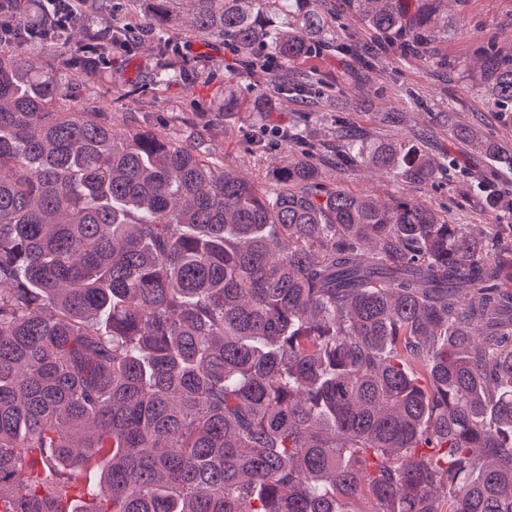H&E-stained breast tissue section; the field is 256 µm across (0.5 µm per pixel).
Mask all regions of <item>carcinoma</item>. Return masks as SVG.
I'll return each instance as SVG.
<instances>
[{"instance_id":"carcinoma-1","label":"carcinoma","mask_w":512,"mask_h":512,"mask_svg":"<svg viewBox=\"0 0 512 512\" xmlns=\"http://www.w3.org/2000/svg\"><path fill=\"white\" fill-rule=\"evenodd\" d=\"M182 27L280 82L336 32L323 0H186ZM423 51L442 0H357ZM74 48L64 79L27 41ZM127 45L81 16L0 45V512H512V207L489 231L322 181L312 150L264 195L166 133L75 109L84 60ZM512 106V54L479 49ZM224 116L276 111L224 89ZM343 168L423 183L442 163L366 144ZM450 134L502 166L476 128ZM107 500L70 493L90 469ZM365 502L367 509L351 507Z\"/></svg>"}]
</instances>
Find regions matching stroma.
<instances>
[{
	"label": "stroma",
	"mask_w": 512,
	"mask_h": 512,
	"mask_svg": "<svg viewBox=\"0 0 512 512\" xmlns=\"http://www.w3.org/2000/svg\"><path fill=\"white\" fill-rule=\"evenodd\" d=\"M153 5L154 0H96L97 30L127 19L140 36L126 52L113 55L108 66L90 72L77 106L111 113L119 127L149 126L178 137L263 192L273 188L269 170L285 164L299 148L275 138L257 153L250 140L260 130L287 127L297 113H307L304 136L318 148L335 144L339 116L369 140L408 139L422 130L426 150L448 159L447 171L434 182L407 183L365 167L353 173L324 167L321 178L382 202L413 198L452 224L495 223V213L473 200L472 189L479 182H491L501 196L512 198V169L476 158L449 134L445 121L451 115L477 124L489 139L512 149V110L489 101L477 76L480 47L491 41L512 46V0H448V36L417 56L402 58L389 47L366 68L352 53L334 47L318 50L309 63L317 79L309 98L280 99L277 112L269 115L242 110L229 125L224 122L225 84L247 101L266 83V75L245 66L220 40L196 38L179 27L157 32ZM162 37L174 45L185 66L184 77L175 84L154 82L168 63L155 48ZM387 112L402 113V123L387 125Z\"/></svg>",
	"instance_id": "stroma-1"
}]
</instances>
